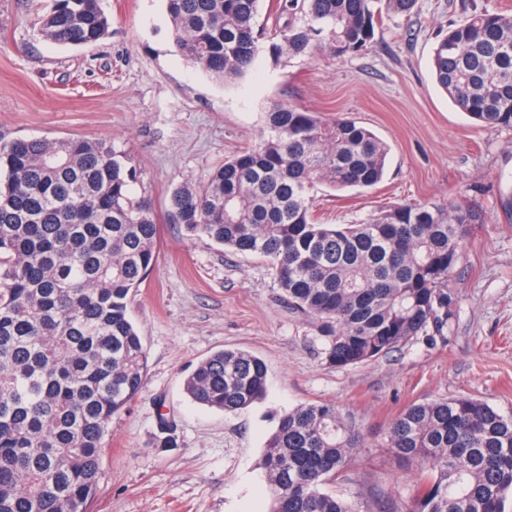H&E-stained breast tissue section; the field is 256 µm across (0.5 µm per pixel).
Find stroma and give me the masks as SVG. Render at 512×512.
<instances>
[{
  "label": "stroma",
  "instance_id": "obj_1",
  "mask_svg": "<svg viewBox=\"0 0 512 512\" xmlns=\"http://www.w3.org/2000/svg\"><path fill=\"white\" fill-rule=\"evenodd\" d=\"M49 0H0V138L107 139L137 169L136 197L160 227L159 256L133 293L130 317L148 356L142 392L115 415L88 512H268L260 460L278 419L301 403L335 404L362 437L333 490L358 508L405 512L415 470L383 448L410 404L475 396L512 415V129L486 131L436 85L432 47L450 23L512 0H418L387 16L370 50L272 63L222 85L177 49L164 0H103L109 35L71 48L46 39ZM284 101L331 118L348 114L389 147L383 180L367 190L317 186L313 217L358 224L381 208L445 199L478 207L449 285L457 307L443 338H420L345 368L328 367L311 323L293 314L268 262L187 238L167 212L173 190L198 184L258 142L264 114ZM261 357L265 398L224 413L193 403L188 372L221 349ZM176 445H155L159 418Z\"/></svg>",
  "mask_w": 512,
  "mask_h": 512
}]
</instances>
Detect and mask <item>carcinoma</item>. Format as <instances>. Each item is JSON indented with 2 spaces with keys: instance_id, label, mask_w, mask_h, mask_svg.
Segmentation results:
<instances>
[{
  "instance_id": "1",
  "label": "carcinoma",
  "mask_w": 512,
  "mask_h": 512,
  "mask_svg": "<svg viewBox=\"0 0 512 512\" xmlns=\"http://www.w3.org/2000/svg\"><path fill=\"white\" fill-rule=\"evenodd\" d=\"M260 2L166 0L177 48L227 84L263 50L274 61L366 52L383 16L417 4L276 0L263 20ZM109 28L101 0H51L41 19L43 36L63 46L97 44ZM432 72L479 126L512 129L511 14L486 6L448 25ZM387 155L352 118L278 101L257 144L171 193L170 216L191 239L268 259L325 364L351 367L444 335L456 308L450 277L480 222L475 208L445 200L390 205L362 224L314 221L316 186L370 189ZM136 181L107 139L0 143V512H87L109 423L143 389L148 359L128 306L157 262L159 227L133 197ZM266 388V363L242 350L216 351L184 379L194 402L224 412ZM359 447L335 405L290 410L260 461L270 512H372L327 489ZM383 447L417 468L407 512H512V415L485 401L413 403Z\"/></svg>"
}]
</instances>
